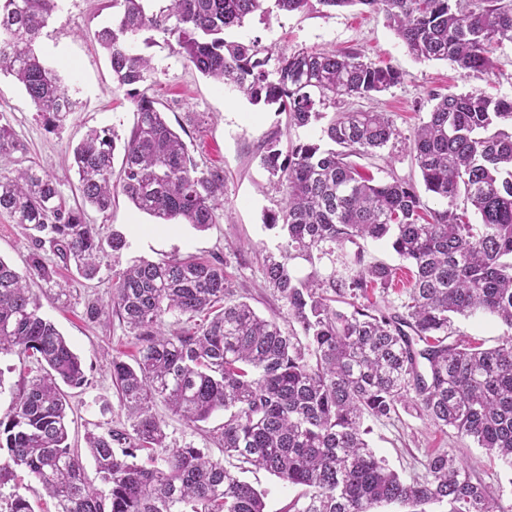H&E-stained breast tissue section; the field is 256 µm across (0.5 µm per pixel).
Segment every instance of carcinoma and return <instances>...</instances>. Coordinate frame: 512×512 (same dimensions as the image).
<instances>
[{"mask_svg":"<svg viewBox=\"0 0 512 512\" xmlns=\"http://www.w3.org/2000/svg\"><path fill=\"white\" fill-rule=\"evenodd\" d=\"M146 0H112V24L96 31L116 89L132 101L135 123L123 142L113 177L116 134L91 129L72 148L79 207L63 199L55 179L30 165L0 169V214L28 231L25 273L0 259V356L24 362L17 393L0 417V512H35L17 492L22 477L56 500V512H265L264 493L241 479L246 466L264 469L305 492L285 512H375L397 504L407 512H512L469 466L448 451L428 455L425 475L408 482L369 447L364 420H391L412 406L436 428L485 449L512 467V336L492 349L448 341L451 318L476 313L512 330V98L480 91L434 97L415 131L412 152L426 191L444 204L423 211L416 187L395 178L376 183L351 164L374 156L401 136L383 112H342L323 129L333 144L289 146L267 141L264 168L285 187V206L270 218L287 241L263 259L266 287L277 292L294 324L283 332L235 298L224 261L171 256L136 260L112 270L109 301L89 300L86 318L116 315L139 344L135 364L112 359V383L131 428L86 434V454L71 448L69 403L62 386L88 384L82 363L54 323L40 315L27 280L54 281L56 265L92 280L110 248L119 261L123 233L86 223L83 206L100 211L122 193L159 224L177 221L205 230L224 214V175L198 165L143 84L150 60L135 53V37L154 30L203 76L231 86L250 101L277 106L289 124L306 126L318 107L345 97H369L399 84L402 74L354 51L279 53L257 41L225 39L228 29L264 11L266 0H166L148 12ZM318 3L356 5L385 13L417 59L446 61L461 73H493L496 44L512 41V0H276L283 11ZM59 0H0V72L24 87L49 129L62 125L72 102L57 73L34 49ZM275 68L270 70V61ZM24 146L0 124V159ZM479 222L457 214L459 202ZM386 241L411 266L407 300L396 308L369 300L385 294L396 271L365 263L356 250L355 274L297 282L289 260L332 255L359 239ZM343 303L344 310L336 307ZM160 401L188 423L224 412L216 441L224 458L192 446L172 448ZM89 456L103 495L85 477Z\"/></svg>","mask_w":512,"mask_h":512,"instance_id":"1","label":"carcinoma"}]
</instances>
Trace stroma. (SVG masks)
Here are the masks:
<instances>
[{"label": "stroma", "instance_id": "stroma-1", "mask_svg": "<svg viewBox=\"0 0 512 512\" xmlns=\"http://www.w3.org/2000/svg\"><path fill=\"white\" fill-rule=\"evenodd\" d=\"M112 18L109 0H62L36 42L35 49L44 62L62 79L73 102L63 125L46 129L24 90L11 76L0 74V122L11 126L25 152L22 165H35L57 181L67 203L79 205L77 178L69 170L65 156L91 128L114 130L126 138L134 122V107L124 92L115 89L107 58L94 38L95 32ZM226 39L275 44L291 54L307 50H352L383 67L403 74L400 84L365 98H344L321 106V116L309 125L289 124L286 113L252 104L231 88L203 77L188 61L152 30L142 31L136 40L139 52L151 60L146 86L158 101L172 127H184L183 138L200 170L216 168L224 173V216L208 230L199 231L179 224L172 231L145 238L136 227L153 225L151 216L138 211L125 196H116L111 209H87V223L103 231H122L128 241L121 261H156L168 256L194 255L223 259L224 268L236 295L245 297L263 317L288 323L283 299L265 288L262 258L277 251L285 238L280 229L269 228L268 217L285 202V189L272 179L260 163L259 147L273 132H280V149L317 140L338 112L388 113L402 136L390 142L380 156L358 159L357 164L375 180L399 178L421 183L420 171L410 152L415 128L427 120L437 94H462L481 91L492 97H512V42L505 41L493 51L494 72L460 73L448 62L419 60L407 51L381 12H365L357 7L329 10L316 7L301 12L271 9L269 13L249 15L242 26L227 31ZM362 248L367 261L384 262L398 269L406 263L382 241L365 240L361 245L346 244L333 255L314 261L290 260L296 278H328L348 275L347 254ZM31 242L22 225L0 215V259L24 271ZM57 281L67 288L66 297H56L45 282L31 281L42 316L53 322L81 358L88 383L74 389L69 397L70 442L83 446L87 431L106 433L127 424L112 385L113 357L133 361L137 345L118 319L100 323L84 316L87 300L107 301L112 287V256L103 254L95 279L87 280L72 269H59ZM508 329L489 315L454 317L453 337L473 341L486 348L498 345ZM155 411L165 422L171 447L191 445L213 456H221L211 433L224 423L223 414L213 415L199 426L186 424L164 405ZM367 440L379 457L403 478L423 475L428 453L447 450L463 457L474 478L500 494L503 503H512V470L491 462L483 449L457 437L454 430L439 431L414 410L400 411L387 421L365 420Z\"/></svg>", "mask_w": 512, "mask_h": 512}]
</instances>
